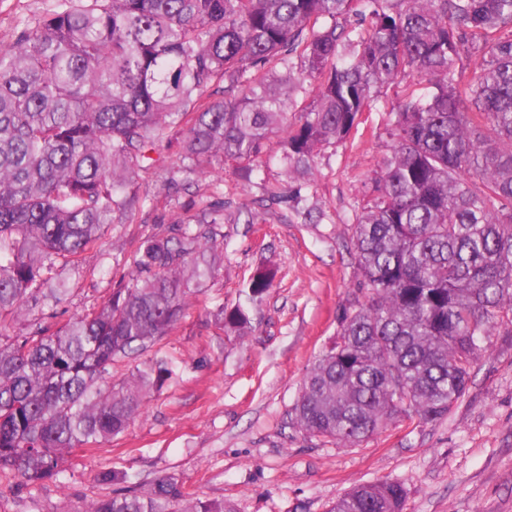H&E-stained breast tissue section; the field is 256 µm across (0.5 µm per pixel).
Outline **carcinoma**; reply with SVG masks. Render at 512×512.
I'll return each instance as SVG.
<instances>
[{
	"instance_id": "carcinoma-1",
	"label": "carcinoma",
	"mask_w": 512,
	"mask_h": 512,
	"mask_svg": "<svg viewBox=\"0 0 512 512\" xmlns=\"http://www.w3.org/2000/svg\"><path fill=\"white\" fill-rule=\"evenodd\" d=\"M364 27L360 51L345 53ZM477 49L479 73L460 64ZM426 82L395 112L374 203L354 225L355 288L339 338L303 380L291 420L355 447L388 423L436 420L465 392L482 340L512 336V0H60L0 49V473L58 480L66 458L128 428L169 369L145 361L112 381L182 318L213 272L230 203L141 242L99 306L60 327L10 336L26 304L66 293L53 280L104 229L129 221L139 172L178 140L188 173L275 159L311 182L320 151L345 141L373 89ZM196 223V230L188 224ZM244 299L221 309L243 334ZM404 487L361 485L329 512H403ZM234 512L173 475L103 495L81 512Z\"/></svg>"
}]
</instances>
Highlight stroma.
I'll list each match as a JSON object with an SVG mask.
<instances>
[{"instance_id":"obj_1","label":"stroma","mask_w":512,"mask_h":512,"mask_svg":"<svg viewBox=\"0 0 512 512\" xmlns=\"http://www.w3.org/2000/svg\"><path fill=\"white\" fill-rule=\"evenodd\" d=\"M57 5L0 0V46ZM414 88L428 91L408 76L375 90L358 127L318 154L301 202L316 216L313 224L294 209L259 206L266 189L286 182L277 163L261 165L246 181L229 165L189 174L173 152H156L140 180L143 206L129 223L111 225L75 264L58 268L67 302L27 307L14 333L41 320L62 324L100 305L130 272L140 241L186 217L188 202H247L255 219L215 225L221 263L153 346L172 375L140 416L112 441L73 452L58 481L33 488L0 477V512H76L93 498L127 491L129 483H99L105 469L128 473L143 488L172 475L198 498L230 503L235 512H329L354 488L385 480L405 487V512H512V336L503 330L484 343L465 393L439 420H397L352 448L309 436L290 420L309 368L338 338L343 311L365 299L355 286L352 227L373 203L388 130ZM261 267L275 277L248 308V332H226L217 312L238 302Z\"/></svg>"}]
</instances>
